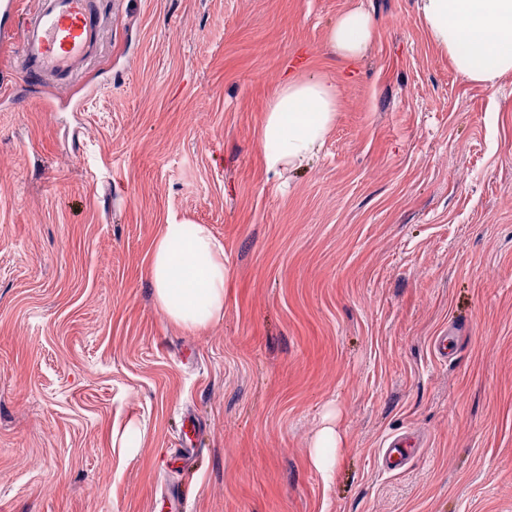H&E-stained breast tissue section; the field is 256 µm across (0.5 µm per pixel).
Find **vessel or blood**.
I'll list each match as a JSON object with an SVG mask.
<instances>
[{
    "label": "vessel or blood",
    "instance_id": "1",
    "mask_svg": "<svg viewBox=\"0 0 512 512\" xmlns=\"http://www.w3.org/2000/svg\"><path fill=\"white\" fill-rule=\"evenodd\" d=\"M103 23L95 0H36L33 16L20 31L1 32L0 38L15 41L28 81L51 76L63 85L91 62Z\"/></svg>",
    "mask_w": 512,
    "mask_h": 512
}]
</instances>
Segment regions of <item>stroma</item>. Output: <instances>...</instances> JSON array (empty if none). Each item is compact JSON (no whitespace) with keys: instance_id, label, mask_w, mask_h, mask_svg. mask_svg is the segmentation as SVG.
<instances>
[{"instance_id":"obj_1","label":"stroma","mask_w":512,"mask_h":512,"mask_svg":"<svg viewBox=\"0 0 512 512\" xmlns=\"http://www.w3.org/2000/svg\"><path fill=\"white\" fill-rule=\"evenodd\" d=\"M354 9L374 38L347 61L328 32ZM100 11L61 89L0 43V512H512V75H459L418 0ZM309 73L336 122L280 176L259 131ZM185 220L228 272L196 331L148 273ZM331 410L328 482L310 451Z\"/></svg>"}]
</instances>
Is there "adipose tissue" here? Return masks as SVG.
I'll list each match as a JSON object with an SVG mask.
<instances>
[{
	"instance_id": "1",
	"label": "adipose tissue",
	"mask_w": 512,
	"mask_h": 512,
	"mask_svg": "<svg viewBox=\"0 0 512 512\" xmlns=\"http://www.w3.org/2000/svg\"><path fill=\"white\" fill-rule=\"evenodd\" d=\"M431 40L462 76L495 84L512 74V0H419ZM373 36L366 15L343 14L328 40L347 59ZM338 93L322 78H291L277 91L260 129L267 170L300 166L323 144L336 120ZM149 276L158 309L175 324L199 329L224 311V244L204 224H170L155 239Z\"/></svg>"
}]
</instances>
